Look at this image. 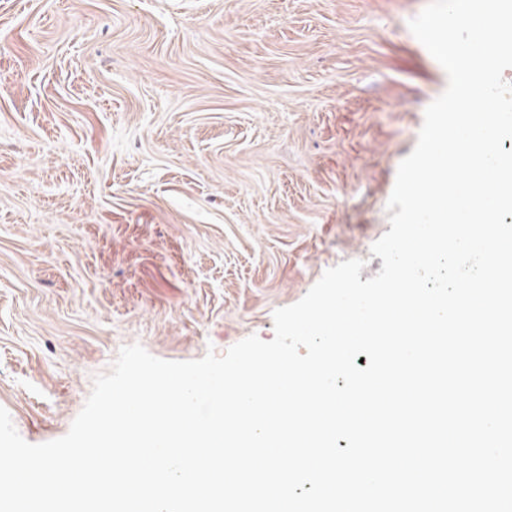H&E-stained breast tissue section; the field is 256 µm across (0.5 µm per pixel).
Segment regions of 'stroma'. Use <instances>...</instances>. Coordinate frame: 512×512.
<instances>
[{
  "label": "stroma",
  "instance_id": "obj_1",
  "mask_svg": "<svg viewBox=\"0 0 512 512\" xmlns=\"http://www.w3.org/2000/svg\"><path fill=\"white\" fill-rule=\"evenodd\" d=\"M429 0H0V407L64 436L123 346L274 336L365 260L444 69Z\"/></svg>",
  "mask_w": 512,
  "mask_h": 512
}]
</instances>
